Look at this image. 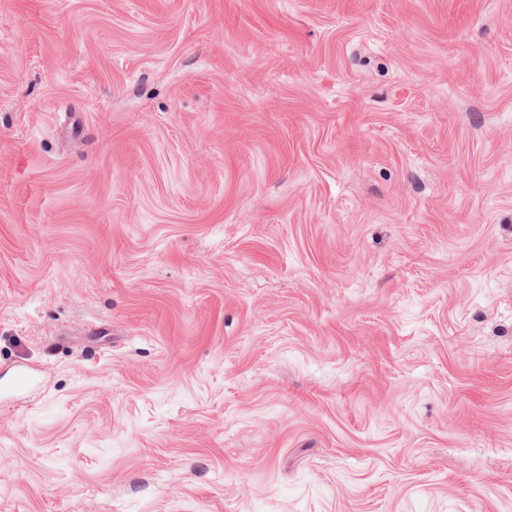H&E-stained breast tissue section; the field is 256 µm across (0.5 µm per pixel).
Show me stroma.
Instances as JSON below:
<instances>
[{
  "label": "stroma",
  "mask_w": 512,
  "mask_h": 512,
  "mask_svg": "<svg viewBox=\"0 0 512 512\" xmlns=\"http://www.w3.org/2000/svg\"><path fill=\"white\" fill-rule=\"evenodd\" d=\"M0 512H512V0H0Z\"/></svg>",
  "instance_id": "stroma-1"
}]
</instances>
